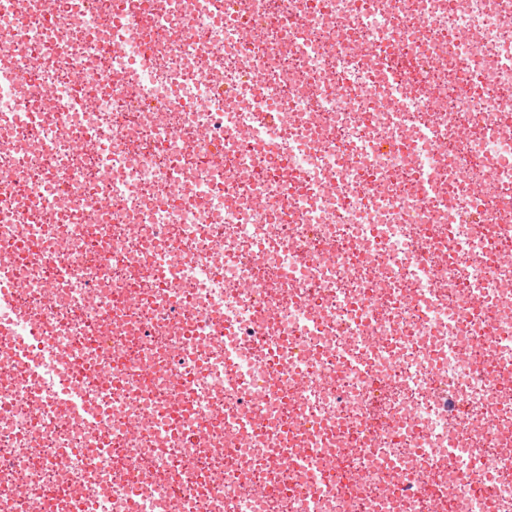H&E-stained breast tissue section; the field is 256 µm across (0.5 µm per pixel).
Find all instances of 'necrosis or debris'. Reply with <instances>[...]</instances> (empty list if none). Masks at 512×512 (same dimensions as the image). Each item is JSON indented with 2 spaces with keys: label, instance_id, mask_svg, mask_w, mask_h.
<instances>
[{
  "label": "necrosis or debris",
  "instance_id": "4bbe7bcc",
  "mask_svg": "<svg viewBox=\"0 0 512 512\" xmlns=\"http://www.w3.org/2000/svg\"><path fill=\"white\" fill-rule=\"evenodd\" d=\"M506 14L0 0V512H512ZM29 334L31 336H22L27 343L29 342H37L44 347L45 356L41 358H34L29 356L27 353H21L18 357L17 364L18 366L25 372L29 374H38L42 377H46L47 375V359L49 358L47 344L43 342V337L41 333L37 330H30ZM37 390L47 398L61 403L71 410L83 411L84 402L82 397L71 387L69 381L58 377L44 381Z\"/></svg>",
  "mask_w": 512,
  "mask_h": 512
}]
</instances>
